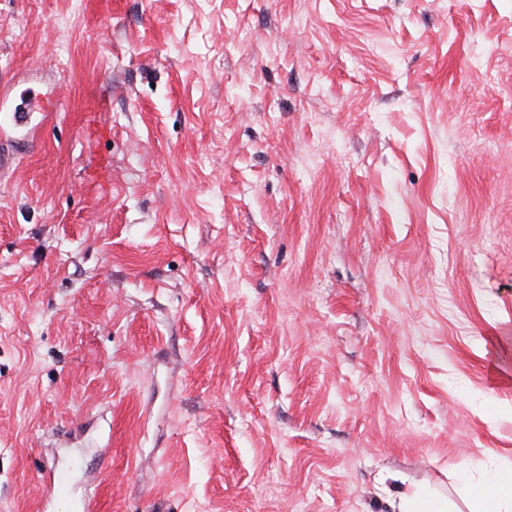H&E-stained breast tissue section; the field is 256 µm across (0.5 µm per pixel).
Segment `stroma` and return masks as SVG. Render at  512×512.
<instances>
[{
  "mask_svg": "<svg viewBox=\"0 0 512 512\" xmlns=\"http://www.w3.org/2000/svg\"><path fill=\"white\" fill-rule=\"evenodd\" d=\"M25 89L0 512H467L512 474V0H0ZM396 509L394 512H451L448 499L424 490L401 495Z\"/></svg>",
  "mask_w": 512,
  "mask_h": 512,
  "instance_id": "stroma-1",
  "label": "stroma"
}]
</instances>
